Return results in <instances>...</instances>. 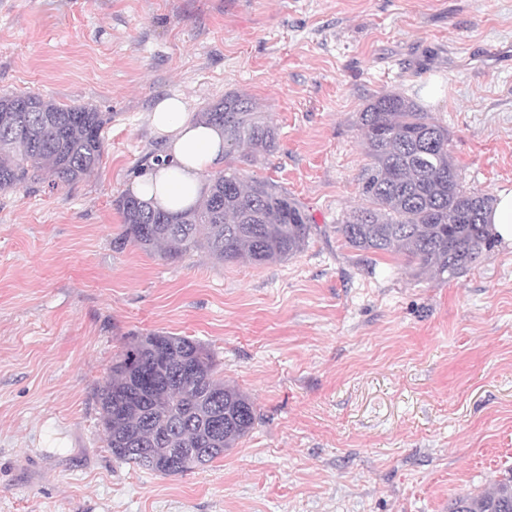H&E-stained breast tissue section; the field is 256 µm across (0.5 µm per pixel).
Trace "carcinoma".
I'll return each mask as SVG.
<instances>
[{
    "instance_id": "obj_1",
    "label": "carcinoma",
    "mask_w": 512,
    "mask_h": 512,
    "mask_svg": "<svg viewBox=\"0 0 512 512\" xmlns=\"http://www.w3.org/2000/svg\"><path fill=\"white\" fill-rule=\"evenodd\" d=\"M29 99L31 112L15 111ZM197 118L224 131V156L255 158L277 147L276 128L252 101L228 94ZM106 113L61 106L39 94L0 95V190L39 176L75 182L104 153ZM371 163L361 178L366 204L336 225L364 253H399L419 272L453 278L497 243L485 216L491 198L464 187L448 151V129L407 98L376 97L360 113ZM121 239L177 260L202 249L222 261H285L302 252L315 230L312 215L277 184L245 180L231 169L207 178L193 207L170 213L130 194L116 200ZM112 456L156 475L191 471L224 456L258 420L250 396L216 377L212 353L185 336L153 333L128 344L99 394ZM452 512H512V468L476 495L455 499Z\"/></svg>"
}]
</instances>
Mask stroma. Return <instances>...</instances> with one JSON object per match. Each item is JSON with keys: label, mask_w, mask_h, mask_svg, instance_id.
I'll return each instance as SVG.
<instances>
[{"label": "stroma", "mask_w": 512, "mask_h": 512, "mask_svg": "<svg viewBox=\"0 0 512 512\" xmlns=\"http://www.w3.org/2000/svg\"><path fill=\"white\" fill-rule=\"evenodd\" d=\"M109 113L94 172L0 191V512H449L512 468V244L459 277L346 245L372 97L448 130L463 185L512 191V0H0V95ZM249 97L278 146L228 162L317 229L276 263L121 240L163 151L148 115ZM186 336L259 419L187 475L116 461L98 397L134 338Z\"/></svg>", "instance_id": "stroma-1"}]
</instances>
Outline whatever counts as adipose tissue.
I'll return each mask as SVG.
<instances>
[{
	"instance_id": "obj_1",
	"label": "adipose tissue",
	"mask_w": 512,
	"mask_h": 512,
	"mask_svg": "<svg viewBox=\"0 0 512 512\" xmlns=\"http://www.w3.org/2000/svg\"><path fill=\"white\" fill-rule=\"evenodd\" d=\"M149 121L164 140V153L135 180L134 194L164 210L194 206L204 190L203 173L224 159L223 133L192 120L179 95L159 100Z\"/></svg>"
}]
</instances>
